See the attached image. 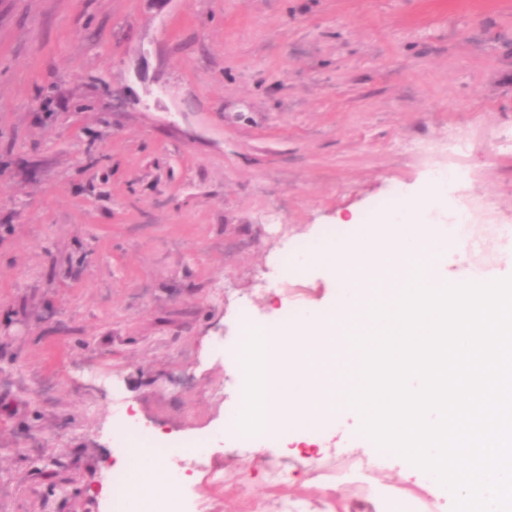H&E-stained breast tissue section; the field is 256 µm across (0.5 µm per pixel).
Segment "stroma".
<instances>
[{
	"label": "stroma",
	"mask_w": 512,
	"mask_h": 512,
	"mask_svg": "<svg viewBox=\"0 0 512 512\" xmlns=\"http://www.w3.org/2000/svg\"><path fill=\"white\" fill-rule=\"evenodd\" d=\"M512 0H0V512H96L122 407L192 440L240 404L243 327L338 303L313 265L265 283L285 241L337 238L461 173L474 220L453 278H512ZM281 239L266 229L268 215ZM292 431L244 456L216 447L223 512L287 494L424 488L349 406L313 445Z\"/></svg>",
	"instance_id": "35a3bbf8"
}]
</instances>
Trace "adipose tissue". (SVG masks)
Returning a JSON list of instances; mask_svg holds the SVG:
<instances>
[{"label": "adipose tissue", "mask_w": 512, "mask_h": 512, "mask_svg": "<svg viewBox=\"0 0 512 512\" xmlns=\"http://www.w3.org/2000/svg\"><path fill=\"white\" fill-rule=\"evenodd\" d=\"M137 465L131 473V488L134 499L152 504L155 512H169L183 488L173 479V464L145 448L135 449Z\"/></svg>", "instance_id": "ef3b65f1"}]
</instances>
